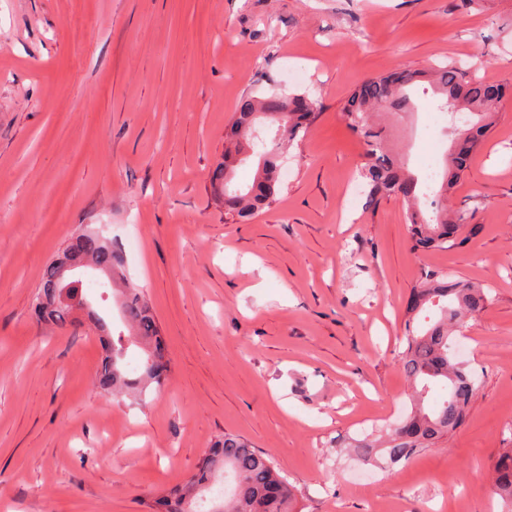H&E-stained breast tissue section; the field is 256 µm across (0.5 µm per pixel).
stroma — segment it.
I'll return each instance as SVG.
<instances>
[{"label":"stroma","mask_w":512,"mask_h":512,"mask_svg":"<svg viewBox=\"0 0 512 512\" xmlns=\"http://www.w3.org/2000/svg\"><path fill=\"white\" fill-rule=\"evenodd\" d=\"M459 63L509 94L448 199L463 246L413 249L367 203L343 107L398 67ZM308 94L269 208L238 224L210 183L239 99ZM81 224L139 240L128 277L171 357L137 403L92 384V325L30 302ZM482 284L464 329L465 423L363 479L350 436L407 410L405 305L426 273ZM271 453L300 512H500L512 448V0H0V512H146L222 434ZM493 494L501 499L503 512L512 511V448L498 451L492 466Z\"/></svg>","instance_id":"1"}]
</instances>
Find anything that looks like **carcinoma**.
Returning a JSON list of instances; mask_svg holds the SVG:
<instances>
[{
  "instance_id": "obj_1",
  "label": "carcinoma",
  "mask_w": 512,
  "mask_h": 512,
  "mask_svg": "<svg viewBox=\"0 0 512 512\" xmlns=\"http://www.w3.org/2000/svg\"><path fill=\"white\" fill-rule=\"evenodd\" d=\"M421 81L431 85L440 106L477 117L445 158L443 191L454 189L463 177L474 149L496 122L505 90L498 84L466 77L462 67L455 63L429 73L397 68L386 76L364 82L344 106L346 125L363 140L365 155L370 158L361 168L369 186L368 203L375 205L389 196L401 198L406 205L404 219L410 227L413 247L427 251L460 244L465 215L448 214L441 194L437 193L430 201L433 216L425 218L416 208L424 196L422 182L407 168L395 164L381 133L369 124L374 112L412 109L410 91ZM315 117L314 102L306 95H247L239 100L226 135L230 146L224 151V162L210 176L220 191L218 201L225 214L244 223L272 203L277 194L278 169L289 148ZM266 126L276 127L275 134L258 152L256 139L260 128ZM254 156L258 162L253 180L240 189L234 185L237 171ZM88 272L102 278L112 289V300L128 329V340L112 342L96 375V385L106 393L126 392L144 401L165 386L170 359L143 291L127 278L112 240L87 225L79 228L45 266L34 294V311L48 326L56 328L72 325L82 316H93L83 279ZM488 303L485 288L446 272L425 279L413 289L406 308L408 323L426 310L433 311L435 319L426 321L418 331L408 328L405 336L401 366L412 386L411 408L382 441L367 434L351 439L350 448L355 455L366 459L378 448L388 466L406 463L465 421L476 392V380L467 363L457 359L454 334L461 332L467 320ZM130 344L141 356L135 377L128 371ZM223 472L234 475L235 485L214 506L213 512H295L293 488L276 469L271 455L232 433L224 434L208 449L197 473L175 489L156 496L148 509L194 512L198 497ZM492 490L501 499L503 512H512V448L500 449L495 457Z\"/></svg>"
}]
</instances>
